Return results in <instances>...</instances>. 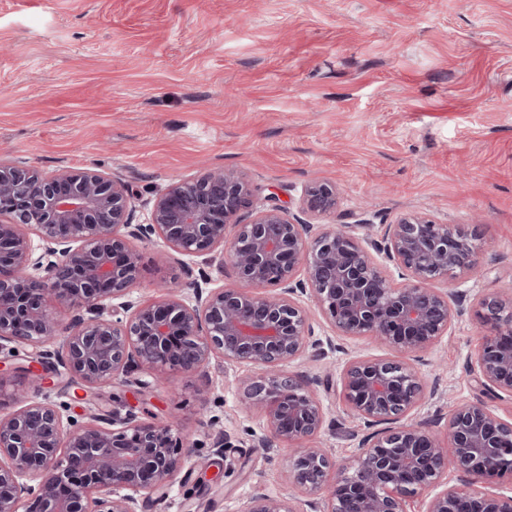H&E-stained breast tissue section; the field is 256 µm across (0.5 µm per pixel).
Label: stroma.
Instances as JSON below:
<instances>
[{
  "mask_svg": "<svg viewBox=\"0 0 512 512\" xmlns=\"http://www.w3.org/2000/svg\"><path fill=\"white\" fill-rule=\"evenodd\" d=\"M0 163L45 172L91 169L129 183L134 221L171 184L222 167L243 174L254 205L269 193L307 223L348 224L381 240L418 213L474 233L475 268L442 282L464 313L424 356L433 394L415 419L448 416L481 396L466 370L480 342L475 298L512 299V0H0ZM337 186L318 218L309 184ZM130 297L186 287L200 259L140 243ZM325 359L289 366L325 381L328 428L314 444L353 466L370 429L336 385L358 356L399 359L341 337ZM243 365L86 391L56 379L47 393L71 415L126 411L168 421L193 453L153 512H244L256 490L298 493L288 443L257 448L259 413L242 408ZM229 437L214 452L211 429Z\"/></svg>",
  "mask_w": 512,
  "mask_h": 512,
  "instance_id": "35a3bbf8",
  "label": "stroma"
}]
</instances>
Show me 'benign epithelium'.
Returning <instances> with one entry per match:
<instances>
[{"mask_svg":"<svg viewBox=\"0 0 512 512\" xmlns=\"http://www.w3.org/2000/svg\"><path fill=\"white\" fill-rule=\"evenodd\" d=\"M133 190L92 170L46 174L0 165V351L14 344L40 349L24 374L38 394L48 370L61 368L87 387L126 383L136 372L197 374L209 384L215 359L257 374L243 383L246 408L263 414L267 437L297 444L285 466L288 483L320 494L312 512H406L407 500L431 490L425 512H512V491H477L448 484V465L483 483L512 479V419L488 403H466L448 417L403 423L431 393L418 354L439 343L461 313L434 282L471 270L476 252L468 233L423 216L388 226L384 244L361 243L345 225L321 230L300 224L274 195L248 224L227 227L252 203L237 173L208 171L158 193L149 222L134 224ZM307 211L336 209V189L314 184ZM162 239L172 253L201 257L236 284L189 283L192 298L166 294L129 299L141 269L131 240ZM401 270V283L383 275L374 253ZM265 288H277L271 295ZM307 294L340 336H369L405 361L356 357L342 369L340 395L369 426L391 422L361 440L352 473L332 476L335 462L301 444L319 434L327 415L321 379L283 367L335 349L315 335ZM483 329L468 372L491 399H512V303L494 293L477 298ZM74 309L63 324L52 308ZM191 453L172 426L135 413L80 421L48 397L21 401L0 415V512H144L166 494ZM245 512H298L290 499L258 492Z\"/></svg>","mask_w":512,"mask_h":512,"instance_id":"7a95c632","label":"benign epithelium"}]
</instances>
